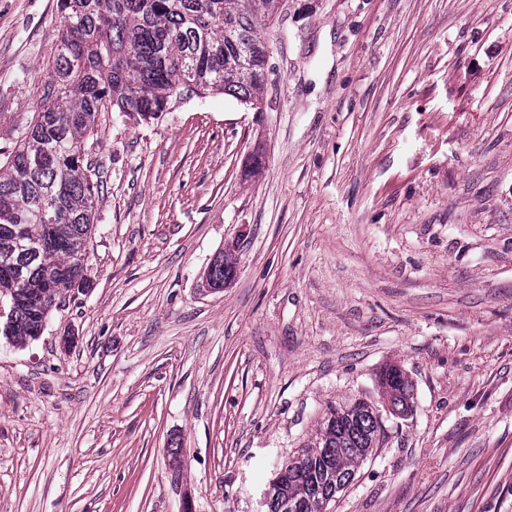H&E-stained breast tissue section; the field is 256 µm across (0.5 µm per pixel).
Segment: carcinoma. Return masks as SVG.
<instances>
[{
	"mask_svg": "<svg viewBox=\"0 0 512 512\" xmlns=\"http://www.w3.org/2000/svg\"><path fill=\"white\" fill-rule=\"evenodd\" d=\"M281 0H59L60 39L26 131L0 145V257L35 246L0 335L23 346L85 272L100 184L83 154L99 113L159 119L181 95H227L256 110L267 85L266 28ZM236 274L235 252L211 264L209 287ZM391 413L413 406L396 365L379 376ZM375 406L329 404L319 428L273 480L288 512H326L377 446Z\"/></svg>",
	"mask_w": 512,
	"mask_h": 512,
	"instance_id": "carcinoma-1",
	"label": "carcinoma"
}]
</instances>
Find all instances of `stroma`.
Masks as SVG:
<instances>
[{
	"label": "stroma",
	"mask_w": 512,
	"mask_h": 512,
	"mask_svg": "<svg viewBox=\"0 0 512 512\" xmlns=\"http://www.w3.org/2000/svg\"><path fill=\"white\" fill-rule=\"evenodd\" d=\"M57 4L0 0V132L39 108ZM267 38L262 111L194 97L86 139L94 287L0 336V512H262L390 364L414 408L335 512H512V0H283ZM236 249V245L234 243L225 245L224 258L222 264H211L208 266L207 270L204 272L203 283L207 288L213 284L210 291H223L225 286L227 285V281H231L234 279L236 274V257L234 250Z\"/></svg>",
	"instance_id": "obj_1"
}]
</instances>
